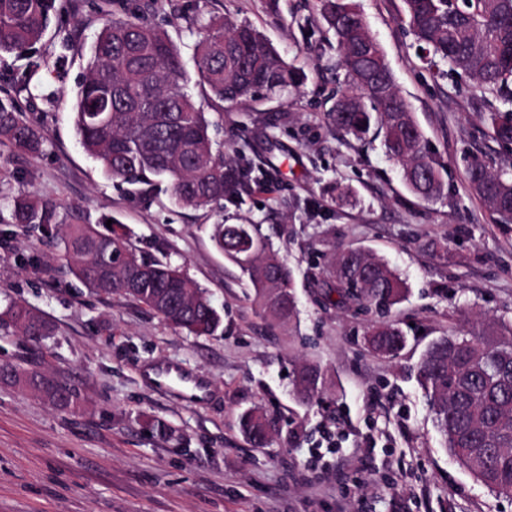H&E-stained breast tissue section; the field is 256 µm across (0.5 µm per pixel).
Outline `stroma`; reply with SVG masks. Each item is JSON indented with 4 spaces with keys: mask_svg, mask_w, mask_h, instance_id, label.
I'll list each match as a JSON object with an SVG mask.
<instances>
[{
    "mask_svg": "<svg viewBox=\"0 0 512 512\" xmlns=\"http://www.w3.org/2000/svg\"><path fill=\"white\" fill-rule=\"evenodd\" d=\"M137 2L57 0L39 42L22 55L0 53V88L29 59L66 56L63 81L42 79L52 101L12 96L40 126L42 152L0 146V231L11 237L10 250L0 249V311L25 304L53 329L38 346L0 332V366L66 381L82 396L75 412L0 380V512H512V500L488 492L445 449L416 380L431 341L512 318V224L497 223L464 180L472 154L512 174V151L483 132L487 106L475 81L440 77L419 59L398 20L401 0H359L427 151L447 170L444 196L425 203L380 136L360 141L328 127L344 75L317 0H191L185 14L158 0L152 20L178 48L225 154L247 175L223 208H182L164 189L143 196L106 177L74 128L70 91L103 9ZM212 15L251 23L304 73L302 85L217 106L195 64L196 28ZM270 138L284 150L272 179L263 175ZM335 184L356 204L332 201ZM27 191L55 203L68 224L118 218L145 256L170 260L209 291L224 309L223 334L190 336L132 298L93 293L70 273L62 247L10 223L9 199ZM221 222L259 225L287 261L292 324L255 311L247 280L211 240ZM348 248L386 259L408 284L392 311L408 338L397 356L366 348L370 316L320 303L319 280ZM23 255L37 256L40 270L21 268ZM167 364L203 380L207 396L159 388L151 373ZM302 364L324 374L320 399L307 406L293 394ZM255 407L275 422L264 448L239 429Z\"/></svg>",
    "mask_w": 512,
    "mask_h": 512,
    "instance_id": "35a3bbf8",
    "label": "stroma"
}]
</instances>
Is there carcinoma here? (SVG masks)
Instances as JSON below:
<instances>
[{"label":"carcinoma","instance_id":"carcinoma-1","mask_svg":"<svg viewBox=\"0 0 512 512\" xmlns=\"http://www.w3.org/2000/svg\"><path fill=\"white\" fill-rule=\"evenodd\" d=\"M399 20L408 28L419 58L442 76L466 75L485 93L509 106L483 115L488 133L512 146V0H402ZM154 0L114 15L95 33L85 78L74 94V125L87 155L104 174L130 179L147 193L154 179L167 182L171 200L182 207L221 206L233 187L246 188L244 175L210 133L207 113L183 84L180 53L165 31L147 18ZM320 14L336 39L345 90L327 113L328 124L358 139L371 129L382 134L387 156L424 202L444 195L445 166L429 156L411 105L397 90L378 41L365 24L358 0H319ZM55 12V0H0V52H24L41 40ZM196 58L200 81L217 104L270 96L298 87L301 72L288 63L253 25L224 16L209 17L198 29ZM33 60L11 78L17 92L39 88L41 72L59 71ZM0 145L41 151L34 122L16 112L10 96L0 98ZM469 188L509 223L512 176L495 174L475 155L466 168ZM12 223L37 227L59 239L70 272L99 294L123 293L171 325L194 336L224 331L223 310L211 295L167 260L140 253L127 241L124 225L112 219L65 224L56 205L31 193L10 203ZM212 241L246 276L254 307L279 322L297 314L293 273L256 224H215ZM323 287L326 304L380 313L383 320L365 333L367 346L394 356L405 348L402 328L387 318L408 292L384 259L358 250L337 253ZM15 329L38 345L49 335L45 319L21 303L0 312V330ZM27 384L60 406L80 403L79 389L45 375L25 376ZM417 383L435 415L445 449L488 491L512 496V320L432 341L417 369ZM321 371L302 365L295 389L303 403L321 394ZM254 446L269 443L271 424L257 410L239 419Z\"/></svg>","mask_w":512,"mask_h":512}]
</instances>
